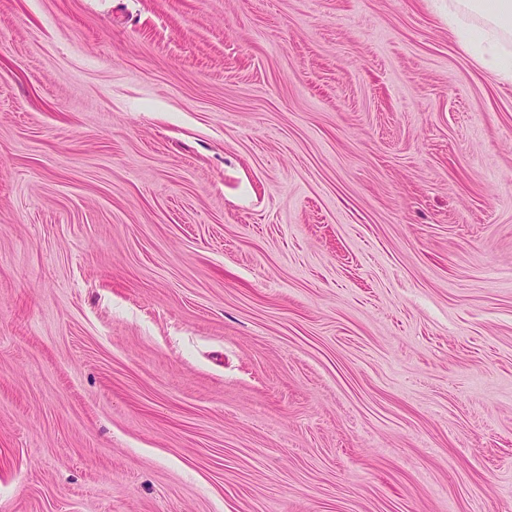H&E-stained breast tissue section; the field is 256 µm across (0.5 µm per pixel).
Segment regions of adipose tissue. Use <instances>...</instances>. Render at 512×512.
<instances>
[{
    "instance_id": "1",
    "label": "adipose tissue",
    "mask_w": 512,
    "mask_h": 512,
    "mask_svg": "<svg viewBox=\"0 0 512 512\" xmlns=\"http://www.w3.org/2000/svg\"><path fill=\"white\" fill-rule=\"evenodd\" d=\"M448 28L483 70L512 82V0H448Z\"/></svg>"
}]
</instances>
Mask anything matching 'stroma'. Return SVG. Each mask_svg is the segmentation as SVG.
Segmentation results:
<instances>
[{
  "label": "stroma",
  "instance_id": "stroma-1",
  "mask_svg": "<svg viewBox=\"0 0 512 512\" xmlns=\"http://www.w3.org/2000/svg\"><path fill=\"white\" fill-rule=\"evenodd\" d=\"M0 512H512L448 0H0Z\"/></svg>",
  "mask_w": 512,
  "mask_h": 512
}]
</instances>
